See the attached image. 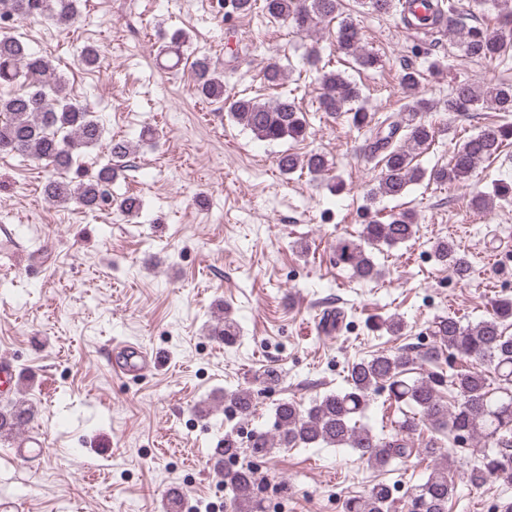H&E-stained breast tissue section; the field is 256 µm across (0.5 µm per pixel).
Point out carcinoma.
<instances>
[{"label": "carcinoma", "mask_w": 512, "mask_h": 512, "mask_svg": "<svg viewBox=\"0 0 512 512\" xmlns=\"http://www.w3.org/2000/svg\"><path fill=\"white\" fill-rule=\"evenodd\" d=\"M343 0H262L261 9L271 19L291 25L299 33H308L323 21L339 19L337 46L341 54L352 58L364 69L382 66L376 54L363 45L361 29L355 19L342 16ZM368 11L386 15L398 8V0H359ZM424 14L414 15L415 28L433 32L455 25L458 4L454 0H423ZM492 10L504 26H512V0H470L468 14ZM22 20L40 19L47 24L69 26L80 17L79 0H0V17ZM460 51L469 58L505 60L512 42L481 24L471 25L458 40ZM319 73L320 109L331 116L345 117L357 130L369 132L365 146L368 157L380 168L378 177L366 190V201L374 204L380 197H400L409 186L425 179L436 183H464L478 165L497 158L504 142L512 139L511 124H490L455 147L448 165L430 171L415 163L416 156L430 146L440 130L423 117L436 104L418 97L419 73L405 68L400 84L412 103L396 114L391 122H373L363 104L359 86L342 73L319 67L320 56L313 51L307 58ZM194 90L208 100L221 103L228 117L249 130L260 141H303L308 136L306 115L295 101L230 98L224 96V70L208 55L195 57L192 65ZM285 68L272 63L262 71L269 86L279 85ZM0 85L19 89L0 97V153L18 152L53 168L57 175L44 184V194L56 204L76 202L88 211L104 207L123 215L138 212L140 202L133 195L114 197L112 183L126 171L132 148L124 139L108 143V161L96 174L75 181L66 176L77 163L81 150L99 144L104 127L87 102L66 93V81L54 73L48 58L33 52L20 38L0 33ZM490 105L498 112H512V84L509 82L474 85L459 83L443 101V110L461 114ZM279 170L289 175L307 170L316 178L329 171L320 153L300 156L284 151L276 156ZM512 186L497 185L494 196L480 192L472 205L488 210L494 198L506 200ZM415 216L411 212L393 213L382 221L371 219L358 235L336 240V264L348 269L352 277L375 281L383 269L374 262V251L409 241L415 235ZM437 259L448 267L459 282L469 278L466 256L451 240L437 242ZM512 298H498L488 317L475 324H462L454 316L440 317L431 326L436 344L423 352L398 349L382 351L348 365L346 386L329 391L307 406L294 400H281L273 407V425L269 431L255 432L248 444L241 442L234 429L224 432L222 456L243 455L265 458L276 448L336 447L351 448L375 467L411 455L414 437L424 430L448 435L454 443H472L474 459L463 462L462 473L475 487L489 482L512 487ZM371 328L389 336H398L405 328L396 315L372 318ZM212 335L232 346L239 338L237 323L224 311V322L212 326ZM461 362L460 368L441 367L443 355ZM431 364L435 370L427 376L407 377L417 361ZM454 394L453 404L442 399L441 390ZM386 390L400 409L396 434L379 438L360 424L373 395ZM224 406L248 414L253 407L252 392L247 389L224 391ZM31 410L18 403L0 409V435L28 421ZM430 457L440 455L431 442L417 450ZM224 486L231 493L230 512H265L264 496L251 466L224 474ZM455 485L448 466L436 463L423 482L414 488L407 502L408 512H448ZM393 487L385 483L367 493L346 498L342 512H391Z\"/></svg>", "instance_id": "obj_1"}]
</instances>
